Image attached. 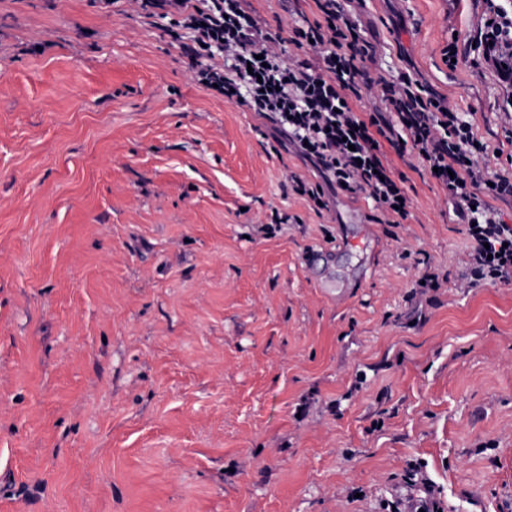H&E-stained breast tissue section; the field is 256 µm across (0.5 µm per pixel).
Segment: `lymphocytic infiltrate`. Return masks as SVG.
Returning <instances> with one entry per match:
<instances>
[{
    "label": "lymphocytic infiltrate",
    "instance_id": "lymphocytic-infiltrate-1",
    "mask_svg": "<svg viewBox=\"0 0 512 512\" xmlns=\"http://www.w3.org/2000/svg\"><path fill=\"white\" fill-rule=\"evenodd\" d=\"M314 2L319 18L293 31L294 43L312 52L309 60L288 54L245 10L243 0H156V6L181 8L179 25L194 35L192 58L223 53V68L197 70L199 85L242 98L249 109L286 129L300 154L319 167L324 186L312 188L296 178V194L318 204L324 187H337L374 199L387 217L406 218L411 201L391 178L378 141L398 131L456 202L471 240L469 285L512 281V225L491 204L512 198V170L492 174L478 164L477 155L487 153L488 145L446 97L409 80L397 87L369 77L359 66L368 47L344 0ZM485 3L472 47L498 67L502 78H512V14L496 0ZM370 96L384 102L396 122L385 115L360 119L356 107Z\"/></svg>",
    "mask_w": 512,
    "mask_h": 512
}]
</instances>
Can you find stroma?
I'll use <instances>...</instances> for the list:
<instances>
[{
  "label": "stroma",
  "mask_w": 512,
  "mask_h": 512,
  "mask_svg": "<svg viewBox=\"0 0 512 512\" xmlns=\"http://www.w3.org/2000/svg\"><path fill=\"white\" fill-rule=\"evenodd\" d=\"M244 6L285 38L317 14ZM352 8L366 71L512 169V87L443 61L484 0ZM191 39L138 0H0V512H386L415 472L444 512H512V283L462 287L447 190L389 141L400 223L295 194L316 168L195 81Z\"/></svg>",
  "instance_id": "stroma-1"
}]
</instances>
